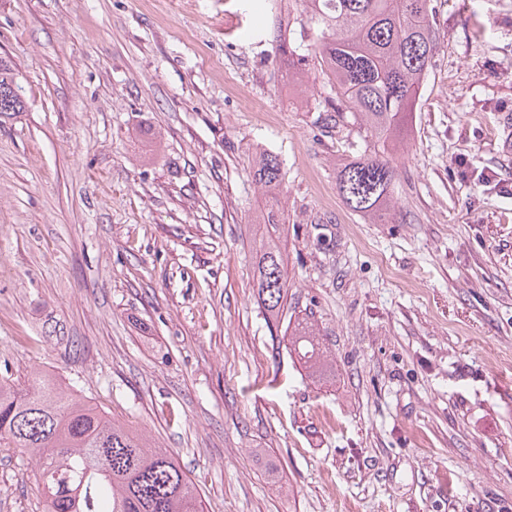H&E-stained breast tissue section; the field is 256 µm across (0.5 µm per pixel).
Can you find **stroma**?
I'll use <instances>...</instances> for the list:
<instances>
[{"mask_svg": "<svg viewBox=\"0 0 512 512\" xmlns=\"http://www.w3.org/2000/svg\"><path fill=\"white\" fill-rule=\"evenodd\" d=\"M398 208L274 60L298 0H0L25 110L0 124V376L40 371L178 459L204 512H512V0H433ZM282 162L275 194L256 153ZM282 212L288 294L254 286ZM315 324L330 375L291 349ZM0 448V512H41Z\"/></svg>", "mask_w": 512, "mask_h": 512, "instance_id": "stroma-1", "label": "stroma"}]
</instances>
